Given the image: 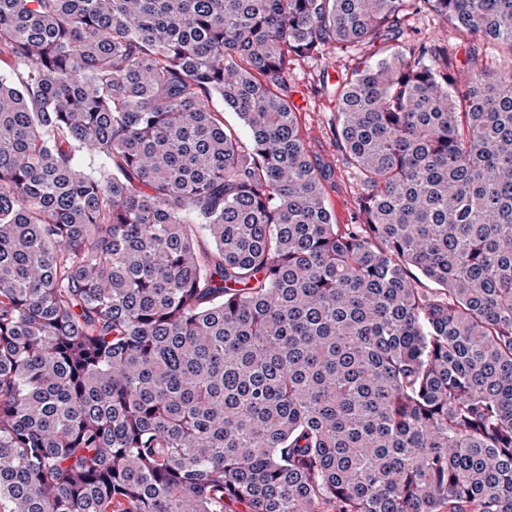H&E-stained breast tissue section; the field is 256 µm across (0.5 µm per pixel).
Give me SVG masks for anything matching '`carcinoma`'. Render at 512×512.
Masks as SVG:
<instances>
[{
    "label": "carcinoma",
    "instance_id": "cac0c4a2",
    "mask_svg": "<svg viewBox=\"0 0 512 512\" xmlns=\"http://www.w3.org/2000/svg\"><path fill=\"white\" fill-rule=\"evenodd\" d=\"M422 8L466 61L400 41ZM478 37L512 57V0H0V512H512ZM326 47L376 56L335 86L353 224L288 86Z\"/></svg>",
    "mask_w": 512,
    "mask_h": 512
}]
</instances>
